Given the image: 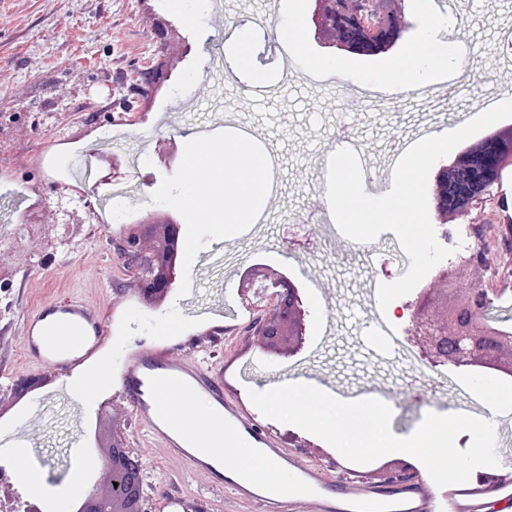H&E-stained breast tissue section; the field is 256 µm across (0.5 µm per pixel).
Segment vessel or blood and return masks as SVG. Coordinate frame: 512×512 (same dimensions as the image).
<instances>
[{
	"label": "vessel or blood",
	"mask_w": 512,
	"mask_h": 512,
	"mask_svg": "<svg viewBox=\"0 0 512 512\" xmlns=\"http://www.w3.org/2000/svg\"><path fill=\"white\" fill-rule=\"evenodd\" d=\"M23 358L26 365L56 372L64 386L80 376L81 364L93 358L112 338V319L76 295L43 303L25 315ZM169 342L125 352L113 379L129 404L139 430L160 440L175 464L176 475L202 473L210 489L234 501H247L256 512H293L296 500L308 501L311 512H512V484H481L476 480L443 488L425 481L373 485L359 483L348 495L342 476L303 464L276 447L242 400L224 396L221 367L186 358L174 342L179 323L165 320ZM205 415L208 425L230 443L249 442L257 454L287 468L286 482L259 488L228 463L221 453L201 446L187 425L191 416ZM92 466L87 451H72V480L85 481Z\"/></svg>",
	"instance_id": "vessel-or-blood-1"
}]
</instances>
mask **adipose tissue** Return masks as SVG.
Returning <instances> with one entry per match:
<instances>
[{
    "instance_id": "adipose-tissue-1",
    "label": "adipose tissue",
    "mask_w": 512,
    "mask_h": 512,
    "mask_svg": "<svg viewBox=\"0 0 512 512\" xmlns=\"http://www.w3.org/2000/svg\"><path fill=\"white\" fill-rule=\"evenodd\" d=\"M451 16L442 15L427 6L418 10V29L398 54L380 67L364 71L363 79L381 87L392 95L414 91L419 85L436 76L452 71L458 47L442 42L439 35L452 27ZM212 145L190 143L187 149L198 165L206 169L203 179L186 177L176 202L188 210H197L220 216L225 226L245 223L248 215L258 210L267 194L268 167L264 153L250 140L240 137L225 138L224 152L251 157L247 168H217L209 166Z\"/></svg>"
}]
</instances>
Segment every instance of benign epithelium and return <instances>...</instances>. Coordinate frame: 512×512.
Here are the masks:
<instances>
[{
    "instance_id": "obj_1",
    "label": "benign epithelium",
    "mask_w": 512,
    "mask_h": 512,
    "mask_svg": "<svg viewBox=\"0 0 512 512\" xmlns=\"http://www.w3.org/2000/svg\"><path fill=\"white\" fill-rule=\"evenodd\" d=\"M406 0H314L311 22L314 36L332 30L326 44L332 52L372 58L394 51L412 27L405 12ZM512 163V138L482 143L464 159V174L454 175L451 166L437 169L432 198L437 216L446 217L460 205L472 210L490 187L500 184L507 163ZM119 253L141 269L138 281L144 301L162 304L171 293L179 264L171 261L156 271L157 257L150 239L134 229L117 244ZM240 298L246 308L258 313L247 330L266 349L288 344L296 354L306 342L305 310L296 284L279 272L249 267L239 280ZM493 298L488 289L476 285L458 295L453 306L425 291L412 313V323L425 339L426 357L435 365H452L471 371L484 364L512 373V326L490 325ZM104 469L111 482L145 485L140 462L121 463L105 457ZM78 512H106L104 495L98 490L77 499Z\"/></svg>"
}]
</instances>
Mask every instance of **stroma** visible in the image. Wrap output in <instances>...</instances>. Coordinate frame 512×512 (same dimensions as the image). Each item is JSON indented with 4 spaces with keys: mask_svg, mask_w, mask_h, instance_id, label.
Returning <instances> with one entry per match:
<instances>
[{
    "mask_svg": "<svg viewBox=\"0 0 512 512\" xmlns=\"http://www.w3.org/2000/svg\"><path fill=\"white\" fill-rule=\"evenodd\" d=\"M221 0L220 7L187 0H0V235L19 233L16 248L0 247V404L10 405L8 388L16 380L40 375L24 367L23 315L42 303L73 293L92 306L112 309L121 330L113 349L148 344L163 318L183 323L184 336L209 326H224V340L199 342L193 357L224 366L226 396L247 398L289 379L314 381L336 396L351 399L375 393L393 408L391 431H415L428 409L482 416L486 406L458 380L454 368L432 365L409 319L382 313L378 287L404 275L410 260L396 235L386 231L356 246L336 223L300 224V215L329 212L328 167L336 148L360 146L364 190L386 191L401 154L422 132L447 130L504 97L501 81L512 71V54L496 52L499 30L512 25V0H457L453 39L471 46L456 67V79L432 90L438 111H424L420 99L406 97L389 106L357 98L353 87L369 60L353 58L342 81L312 83L306 58H288L271 46L280 22L293 10L310 14V0ZM193 9L187 25L182 13ZM166 39H159L158 28ZM253 35V64L267 75L256 93L244 90L245 77L223 52L217 36L241 29ZM164 64V79L140 111L122 120L113 112L126 88L124 74ZM202 128L246 131L278 159L275 191L267 194L260 222L216 240L213 217H200L192 230L194 256L183 257L174 289L157 308L139 298L136 268L127 267L117 244L128 224L169 212L183 184L184 144ZM152 152L138 154L143 140ZM81 161V177L102 224H54L41 205L64 192L61 175L45 167L44 152ZM512 172L493 187L478 209L460 218L484 264L448 262L432 269L423 285L456 296L459 289L486 283L489 270H512V249L502 242L483 245L487 230L503 234L512 208ZM69 236L73 248L57 246ZM262 264L292 275L305 302L307 341L295 355L269 354L246 332L252 312L239 302V275ZM31 409L18 428L0 432V446L25 437L34 467L48 491L63 487L70 450L88 448L93 459L103 451L94 442L101 414L113 417L127 448L149 459L147 492L151 512H168L167 496L180 499L186 512H254L246 502L206 497L205 476L172 483L166 451L159 440L136 431L129 405L106 387L82 409L55 378L27 396ZM263 424L282 448L301 460L333 467L340 454L320 438L271 419Z\"/></svg>",
    "mask_w": 512,
    "mask_h": 512,
    "instance_id": "35a3bbf8",
    "label": "stroma"
}]
</instances>
